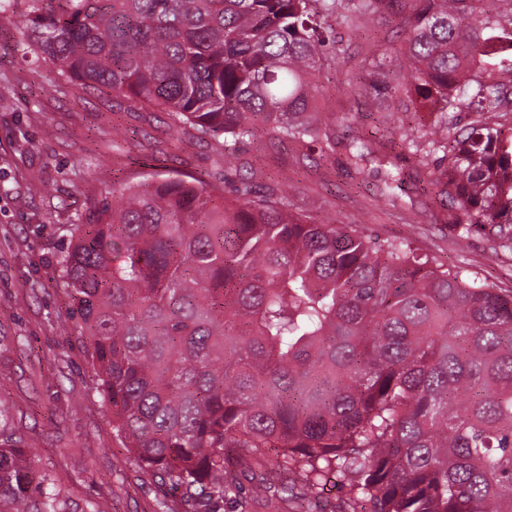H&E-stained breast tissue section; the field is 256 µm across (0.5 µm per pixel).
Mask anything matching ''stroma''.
Wrapping results in <instances>:
<instances>
[{"label": "stroma", "mask_w": 512, "mask_h": 512, "mask_svg": "<svg viewBox=\"0 0 512 512\" xmlns=\"http://www.w3.org/2000/svg\"><path fill=\"white\" fill-rule=\"evenodd\" d=\"M398 10L379 21L342 28L336 51L318 74L320 111L348 118L343 133L387 134L389 112L355 93L382 54H395ZM14 16H0V82L13 93L0 104V432L14 435L38 471L49 473L71 512H180L181 491L144 473L118 447L70 305L57 282L58 259L70 224L108 198L114 179L153 173L238 184L253 173L260 194L286 195L315 224H351L366 235L409 239L438 264L512 289V250L494 228L468 232L439 223L446 210L430 200L427 213L393 208L373 195L374 173L347 170L343 154L306 153L260 130L221 155L171 128L154 108L130 107L112 91L84 89L22 49ZM215 512H293L291 503L253 495L249 482L214 503Z\"/></svg>", "instance_id": "stroma-1"}]
</instances>
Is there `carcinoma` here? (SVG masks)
<instances>
[{"mask_svg":"<svg viewBox=\"0 0 512 512\" xmlns=\"http://www.w3.org/2000/svg\"><path fill=\"white\" fill-rule=\"evenodd\" d=\"M401 0H0L31 51L64 81L109 89L221 147L262 126L321 153L344 150L380 197L413 204L420 170L395 141L336 137L314 111L328 23L366 25ZM399 57L361 90L437 113L401 139L443 152L430 184L446 223L498 228L512 246V134L450 114L496 111L512 74V0H409ZM62 286L86 337L119 445L194 508L251 477L294 471L312 510L323 479L347 480L338 512H512V290L435 264L409 242L310 224L247 177L155 174L112 186L69 229ZM0 512H67L54 479L0 446Z\"/></svg>","mask_w":512,"mask_h":512,"instance_id":"1","label":"carcinoma"}]
</instances>
